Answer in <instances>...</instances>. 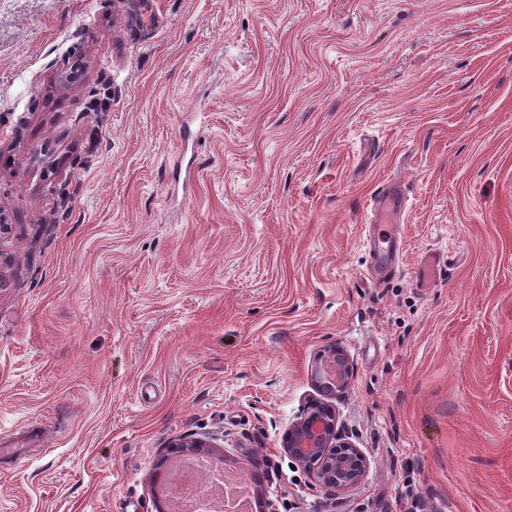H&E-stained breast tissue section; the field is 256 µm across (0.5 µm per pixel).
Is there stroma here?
<instances>
[{"label":"stroma","instance_id":"35a3bbf8","mask_svg":"<svg viewBox=\"0 0 512 512\" xmlns=\"http://www.w3.org/2000/svg\"><path fill=\"white\" fill-rule=\"evenodd\" d=\"M0 129V512H171L182 436L286 512H512V0H0ZM335 346L336 492L283 450ZM404 208V194L398 183L391 182L383 185L371 198L370 214L366 224L383 231L384 243L387 250L378 251L375 259L378 266V280L394 275L397 270V256L400 249L399 214ZM352 371L344 352L334 347L328 359L315 373V383L320 392L329 396H338L348 387Z\"/></svg>","mask_w":512,"mask_h":512}]
</instances>
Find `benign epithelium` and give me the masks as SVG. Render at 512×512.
<instances>
[{
	"label": "benign epithelium",
	"mask_w": 512,
	"mask_h": 512,
	"mask_svg": "<svg viewBox=\"0 0 512 512\" xmlns=\"http://www.w3.org/2000/svg\"><path fill=\"white\" fill-rule=\"evenodd\" d=\"M352 371L344 352L333 348L315 373L320 392L338 396L348 387ZM284 452L299 462L319 485L346 491L355 487L369 466L364 453L338 429L334 409L315 405L289 431Z\"/></svg>",
	"instance_id": "obj_1"
}]
</instances>
